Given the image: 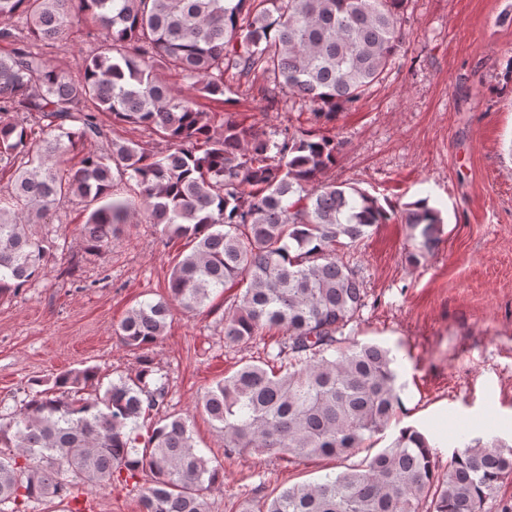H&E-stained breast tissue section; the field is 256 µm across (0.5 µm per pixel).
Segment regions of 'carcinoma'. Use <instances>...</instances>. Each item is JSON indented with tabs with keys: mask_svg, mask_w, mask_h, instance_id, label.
I'll use <instances>...</instances> for the list:
<instances>
[{
	"mask_svg": "<svg viewBox=\"0 0 512 512\" xmlns=\"http://www.w3.org/2000/svg\"><path fill=\"white\" fill-rule=\"evenodd\" d=\"M406 0H0V294L39 274L55 241L33 236L59 204H96L80 229L85 248L112 245L141 214L191 251L173 266L168 289L186 313L241 285L224 308V342L284 332L277 349L244 362L208 388L198 406L224 436L227 457L250 451L339 459L390 424L401 406L390 351L345 344L365 306L356 272L337 257L382 224L406 225L420 263L444 232L425 198L403 209L329 176L341 143L316 128L245 126L230 116L215 131L195 97L233 103L224 73L260 76L286 98L332 122L391 69L403 44ZM91 19L96 47L83 79L51 65L43 49ZM176 71L187 94L155 72ZM163 138L165 150L110 141L98 114ZM79 154L76 166L67 155ZM171 317L144 300L118 325L121 343L146 350ZM165 377L148 360L133 376L102 386L84 367L39 382L21 405L0 413V512L34 501L71 503L82 487L132 483L143 512H210L206 492L221 467L197 447L188 418L164 412ZM157 421L141 434L142 420ZM512 477V448L469 444L435 470L426 437L400 432L362 465L247 500L241 512H483Z\"/></svg>",
	"mask_w": 512,
	"mask_h": 512,
	"instance_id": "cac0c4a2",
	"label": "carcinoma"
}]
</instances>
